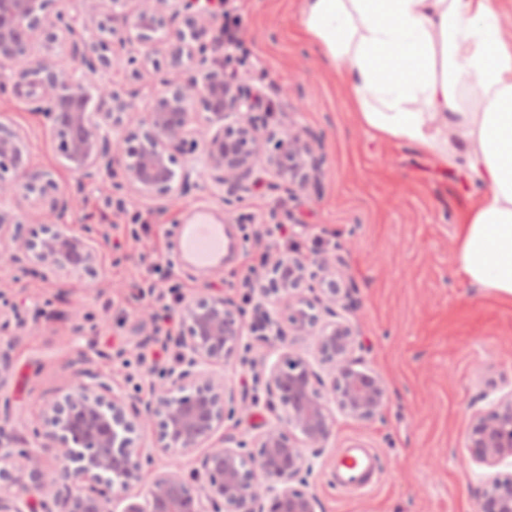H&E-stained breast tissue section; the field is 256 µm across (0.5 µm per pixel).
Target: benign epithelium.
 I'll return each instance as SVG.
<instances>
[{
	"label": "benign epithelium",
	"mask_w": 512,
	"mask_h": 512,
	"mask_svg": "<svg viewBox=\"0 0 512 512\" xmlns=\"http://www.w3.org/2000/svg\"><path fill=\"white\" fill-rule=\"evenodd\" d=\"M214 2L88 0L96 31L89 40L77 18L54 11L55 0H0V64H11L0 75V92L46 120L62 166L82 182L108 180L111 192L168 200L190 187L198 164L215 184L242 189L263 158L281 177L307 179V169L317 166L308 143L290 129L264 130L250 88L210 58ZM36 41L45 48L40 56L32 51ZM60 41L80 60L81 74L52 57ZM134 44L162 48L171 71L133 128L136 93L99 84L93 98L87 81L122 64L132 66L135 78L158 66L149 55L123 59ZM68 206L53 172L31 167L24 135L0 123V242L12 243V263L64 287L75 274L95 272L104 242L98 229L76 235L54 223ZM29 209L43 216L37 230L26 229ZM316 265L323 276L309 285L304 261L276 262L258 289L257 306L275 308L263 327L280 326L284 316L296 335L313 337L329 382L307 359L282 352L266 376L278 424L256 437L254 449L222 432L237 412V396L215 368L237 357L244 324L231 301L209 293L183 306L179 367L152 382L149 400L133 399L80 368L45 403L35 447H12L0 428V512H316L317 498L302 486L332 437L334 411L369 420L386 400L381 378L354 357V323L336 311L352 312L353 302H343L350 293L340 296L333 263ZM467 447L489 468L512 459V393L474 418ZM155 448L174 457L203 453L187 479L177 464L156 467ZM479 512H512V472L488 477Z\"/></svg>",
	"instance_id": "benign-epithelium-1"
}]
</instances>
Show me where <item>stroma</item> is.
Instances as JSON below:
<instances>
[{
	"mask_svg": "<svg viewBox=\"0 0 512 512\" xmlns=\"http://www.w3.org/2000/svg\"><path fill=\"white\" fill-rule=\"evenodd\" d=\"M303 0H223L212 30L236 26L241 50L223 51L235 72L273 106L268 129L299 132L320 169L299 185L258 163L249 188L232 209L228 191L207 176L176 200L116 198L96 183H80L61 168L48 125L30 106L0 94V119L24 134L32 167L50 169L69 197L65 223L90 225L109 239L95 274L68 287L10 263L0 246V342H12L11 367L0 394L13 403L7 431L25 447L43 424L42 406L71 380L74 367L107 375L115 389L135 395L140 369L133 359L146 332L140 314H119L141 276L140 255L168 257L173 225L207 204L228 225L239 247L221 272L179 270L185 299L223 292L243 305L233 274L246 254L242 242L256 222L289 224L299 256L312 263L322 242L343 258L340 287L353 291L351 319L359 332L356 357L383 381L387 400L371 420L337 415L334 434L306 480L319 512H478L490 468L475 462L466 437L476 415L512 393V302L490 297L458 275L457 222L478 190L462 172L401 142L368 134L349 91L318 48L299 36ZM141 213L151 228L141 240L113 247L117 224ZM244 351L222 370L237 393L243 418L232 434L244 443L275 424L261 380L280 345L316 359L315 342L287 334L285 342L258 339L244 317ZM381 461L375 487L360 495L336 487L330 472L342 449L355 443Z\"/></svg>",
	"mask_w": 512,
	"mask_h": 512,
	"instance_id": "1",
	"label": "stroma"
}]
</instances>
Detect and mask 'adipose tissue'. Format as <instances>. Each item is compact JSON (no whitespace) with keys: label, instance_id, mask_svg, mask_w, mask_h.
Masks as SVG:
<instances>
[{"label":"adipose tissue","instance_id":"ef3b65f1","mask_svg":"<svg viewBox=\"0 0 512 512\" xmlns=\"http://www.w3.org/2000/svg\"><path fill=\"white\" fill-rule=\"evenodd\" d=\"M300 25L368 131L482 185L457 227L455 267L512 300V37L495 0H305Z\"/></svg>","mask_w":512,"mask_h":512}]
</instances>
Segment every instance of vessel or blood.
Returning a JSON list of instances; mask_svg holds the SVG:
<instances>
[{
  "mask_svg": "<svg viewBox=\"0 0 512 512\" xmlns=\"http://www.w3.org/2000/svg\"><path fill=\"white\" fill-rule=\"evenodd\" d=\"M223 225L212 223L207 206H197L192 220L179 227L177 265L211 268L223 264L227 249ZM379 469L372 449L356 444L344 449L331 473L336 487L365 491L376 482Z\"/></svg>",
  "mask_w": 512,
  "mask_h": 512,
  "instance_id": "1",
  "label": "vessel or blood"
}]
</instances>
